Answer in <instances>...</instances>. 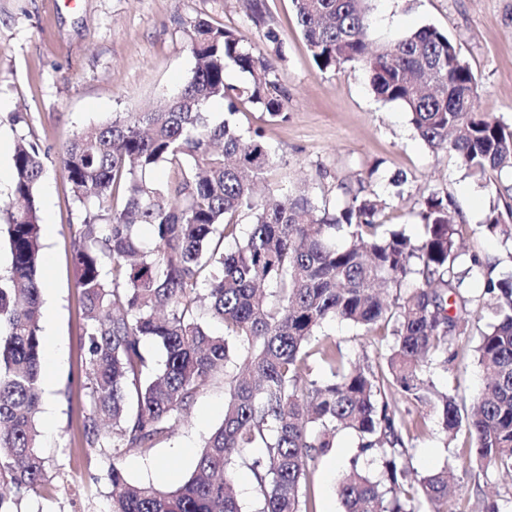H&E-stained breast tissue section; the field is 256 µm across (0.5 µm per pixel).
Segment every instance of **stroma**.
I'll use <instances>...</instances> for the list:
<instances>
[{
    "mask_svg": "<svg viewBox=\"0 0 512 512\" xmlns=\"http://www.w3.org/2000/svg\"><path fill=\"white\" fill-rule=\"evenodd\" d=\"M266 26L247 15L246 0H0V198L13 188L12 155L18 138L37 142L46 153L38 190L41 243L46 261L42 303L52 312L43 337L59 349L55 384L43 398L39 437L45 459V487L16 492L0 476L9 512H108L109 473L120 466L133 484L167 488L189 476L195 458L183 447L200 448L224 415V379L216 377L189 411L153 448H91L84 425L92 414L83 349V299L71 262L84 218L63 178L58 152L81 127L116 113L138 112L172 94L194 66L188 31L196 19L236 29L245 44L263 46L265 27L280 37L278 63L288 116L270 121L260 108L245 106L238 120L258 130L280 160L268 175L278 187L305 182L313 196L341 207L342 187L363 180L388 201L385 223L419 238L416 217L423 196L447 197L457 223L468 225L467 248L500 259V273L512 272V240L484 234L482 224L495 195L448 152L430 151L416 136L404 108L378 98L365 70L345 66L320 70L297 25L292 0H265ZM370 40L383 45L431 25L454 42L477 78V109L512 127V0H374ZM403 179L395 188L394 179ZM325 334L351 357L367 351L381 358L391 337L327 321ZM434 384L471 405L481 383L480 366L465 351L459 368L434 370ZM419 473L450 467L451 495L461 512H474L484 494L497 493L512 512V484L497 473L468 463L447 446L438 426L411 451ZM358 464L379 474L381 463L362 453L357 437L339 433L336 446L311 468L319 512H342L337 481L343 468ZM170 469L156 479L155 466Z\"/></svg>",
    "mask_w": 512,
    "mask_h": 512,
    "instance_id": "1",
    "label": "stroma"
}]
</instances>
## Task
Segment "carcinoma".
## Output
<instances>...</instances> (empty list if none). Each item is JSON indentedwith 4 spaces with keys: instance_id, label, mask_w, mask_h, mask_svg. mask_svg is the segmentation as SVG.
<instances>
[{
    "instance_id": "obj_1",
    "label": "carcinoma",
    "mask_w": 512,
    "mask_h": 512,
    "mask_svg": "<svg viewBox=\"0 0 512 512\" xmlns=\"http://www.w3.org/2000/svg\"><path fill=\"white\" fill-rule=\"evenodd\" d=\"M292 3L320 70L361 66L380 98L406 109L420 140L454 153L469 176L489 181L512 170V128L477 111L475 75L447 34L424 26L374 50L371 0ZM265 39L266 49H256L229 27L195 21L194 66L164 105L83 127L60 149L72 200L85 210L73 268L92 398L87 445L153 447L224 373V417L194 471L164 489L128 482L114 463L109 512H243L239 462L255 476L261 512H317L308 468L341 430L385 468L376 480L354 463L343 471L344 512H450L452 472L418 473L410 447L432 413L450 438L465 435L479 467L512 482V274L463 249L466 227L436 192L417 213V241L382 222L384 200L361 181L338 211L305 186L258 193L279 160L259 132L242 133L236 116L246 103L273 120L288 110L279 35L269 27ZM230 63L249 84L226 81ZM216 102L220 121L209 111ZM160 166L168 169L163 183L153 177ZM13 167L12 200L0 204L10 250L0 273V475L18 492H35L45 467L38 144L19 138ZM496 195L502 204L490 205L483 230L512 240V188L499 185ZM142 225L154 233L149 250L138 243ZM228 240L234 248L220 249ZM473 280L483 283L492 317L475 347L484 382L466 408L422 364L449 370L463 358ZM200 309L221 333L204 326ZM329 319L384 328L393 336L388 355L351 362L321 333ZM147 340L165 351L158 372L143 351ZM236 343L248 346L238 373L228 370Z\"/></svg>"
}]
</instances>
